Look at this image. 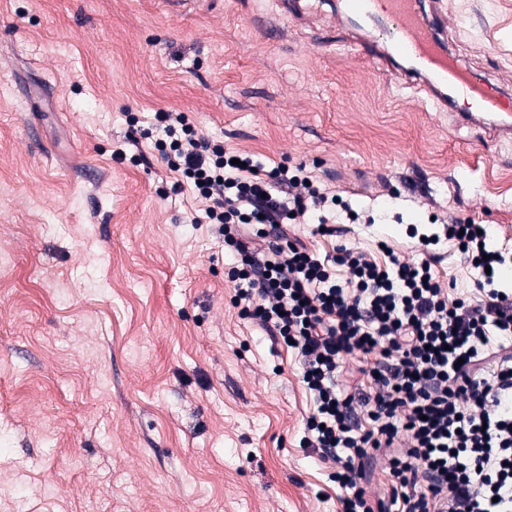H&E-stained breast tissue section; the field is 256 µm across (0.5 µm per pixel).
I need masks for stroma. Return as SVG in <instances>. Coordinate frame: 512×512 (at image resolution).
<instances>
[{
  "instance_id": "obj_1",
  "label": "stroma",
  "mask_w": 512,
  "mask_h": 512,
  "mask_svg": "<svg viewBox=\"0 0 512 512\" xmlns=\"http://www.w3.org/2000/svg\"><path fill=\"white\" fill-rule=\"evenodd\" d=\"M448 9L449 50L512 93V0ZM160 109L265 168L306 164L379 221L291 236L380 263L382 240L417 259L408 230L433 213L512 248V130L434 111L274 0H0V512H341L333 463L300 445L296 353L240 315L201 202L129 139L127 112ZM437 255L477 302V271Z\"/></svg>"
}]
</instances>
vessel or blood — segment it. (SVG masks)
I'll return each mask as SVG.
<instances>
[{"label":"vessel or blood","mask_w":512,"mask_h":512,"mask_svg":"<svg viewBox=\"0 0 512 512\" xmlns=\"http://www.w3.org/2000/svg\"><path fill=\"white\" fill-rule=\"evenodd\" d=\"M337 13L369 57L395 63L438 111L454 112L459 102L474 99L482 112H512V96L478 82L449 52L443 0H386L381 10L376 0H339Z\"/></svg>","instance_id":"obj_1"}]
</instances>
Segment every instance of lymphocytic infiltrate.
<instances>
[{
  "label": "lymphocytic infiltrate",
  "mask_w": 512,
  "mask_h": 512,
  "mask_svg": "<svg viewBox=\"0 0 512 512\" xmlns=\"http://www.w3.org/2000/svg\"><path fill=\"white\" fill-rule=\"evenodd\" d=\"M151 127L177 175L174 192L204 203L199 223L213 225L235 259L234 306L300 358L313 401L301 445L334 464L342 512H512V288L496 286L512 253L444 214L412 263L393 255L381 264L345 245L320 255L292 239L290 225L343 236L336 212L349 205L305 165L264 169L252 153L204 139L179 110L156 111ZM443 240L482 270L478 303L450 298L439 280ZM353 353L372 360L359 395L340 380ZM376 459L388 476L383 498L360 484Z\"/></svg>",
  "instance_id": "1"
}]
</instances>
